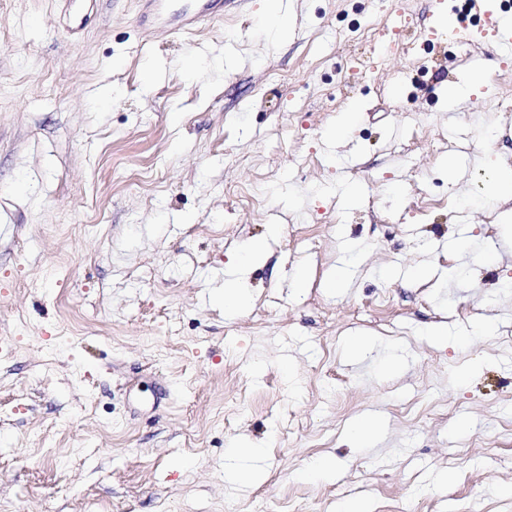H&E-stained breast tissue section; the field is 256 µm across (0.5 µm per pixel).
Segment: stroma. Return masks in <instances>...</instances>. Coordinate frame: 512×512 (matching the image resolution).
<instances>
[{"label": "stroma", "mask_w": 512, "mask_h": 512, "mask_svg": "<svg viewBox=\"0 0 512 512\" xmlns=\"http://www.w3.org/2000/svg\"><path fill=\"white\" fill-rule=\"evenodd\" d=\"M146 2L0 0V512H512V50L437 31L490 0L384 55L371 0ZM221 11H224L223 0H203L202 5L194 12L182 15L180 18V28L188 32L200 23L214 20L218 15H220L219 12ZM260 249V245L255 244L250 252H247L245 255H239L232 264V267L235 269L234 273L228 279H225L224 291L221 293L226 313L235 314L240 310L244 297L241 293V288H237V283L247 278V275L254 266L253 259L259 254Z\"/></svg>", "instance_id": "35a3bbf8"}]
</instances>
